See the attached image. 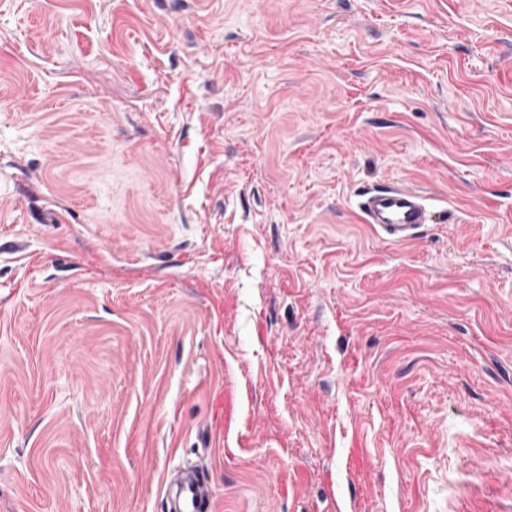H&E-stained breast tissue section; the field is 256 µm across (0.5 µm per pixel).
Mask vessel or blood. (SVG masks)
Wrapping results in <instances>:
<instances>
[{"label": "vessel or blood", "instance_id": "obj_1", "mask_svg": "<svg viewBox=\"0 0 512 512\" xmlns=\"http://www.w3.org/2000/svg\"><path fill=\"white\" fill-rule=\"evenodd\" d=\"M357 207L363 223L394 244L413 241L419 230L432 221V212L423 197L396 184L364 191ZM166 494L169 512H214V490L202 468L189 466L168 473Z\"/></svg>", "mask_w": 512, "mask_h": 512}]
</instances>
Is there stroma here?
<instances>
[{
	"label": "stroma",
	"instance_id": "stroma-1",
	"mask_svg": "<svg viewBox=\"0 0 512 512\" xmlns=\"http://www.w3.org/2000/svg\"><path fill=\"white\" fill-rule=\"evenodd\" d=\"M186 465L215 512H512V0H0V512ZM359 198L357 207L363 223L371 224L390 243L413 241L419 230L433 221L423 197L397 184L366 190Z\"/></svg>",
	"mask_w": 512,
	"mask_h": 512
}]
</instances>
